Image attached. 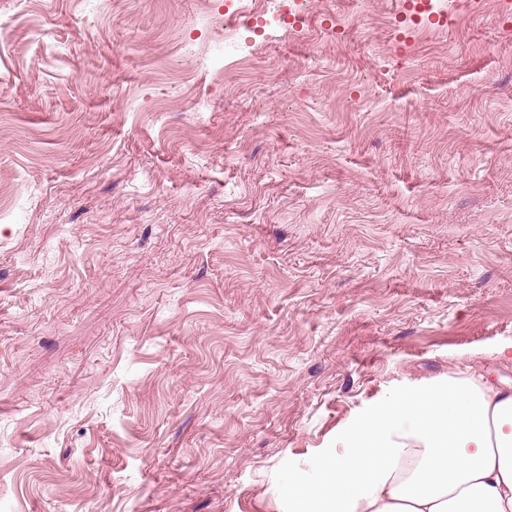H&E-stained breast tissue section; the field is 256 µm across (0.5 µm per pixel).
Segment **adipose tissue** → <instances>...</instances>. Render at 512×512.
<instances>
[{
	"mask_svg": "<svg viewBox=\"0 0 512 512\" xmlns=\"http://www.w3.org/2000/svg\"><path fill=\"white\" fill-rule=\"evenodd\" d=\"M342 452L289 482L306 512H512V392L474 368L368 408Z\"/></svg>",
	"mask_w": 512,
	"mask_h": 512,
	"instance_id": "1",
	"label": "adipose tissue"
}]
</instances>
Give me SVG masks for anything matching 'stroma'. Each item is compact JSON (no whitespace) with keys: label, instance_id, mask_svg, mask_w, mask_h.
Returning a JSON list of instances; mask_svg holds the SVG:
<instances>
[{"label":"stroma","instance_id":"stroma-1","mask_svg":"<svg viewBox=\"0 0 512 512\" xmlns=\"http://www.w3.org/2000/svg\"><path fill=\"white\" fill-rule=\"evenodd\" d=\"M507 6L314 0L219 82L197 0H0V512H288L376 399L512 380Z\"/></svg>","mask_w":512,"mask_h":512}]
</instances>
